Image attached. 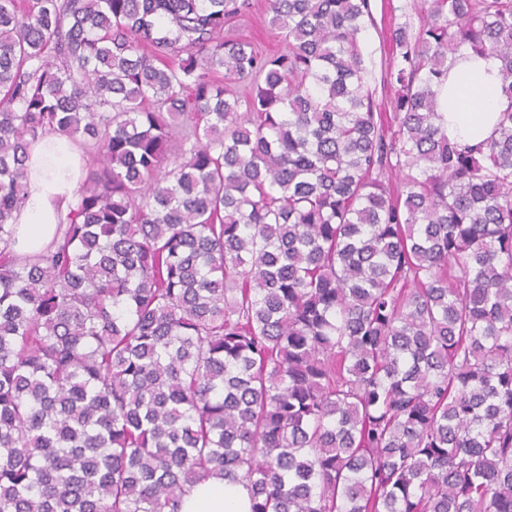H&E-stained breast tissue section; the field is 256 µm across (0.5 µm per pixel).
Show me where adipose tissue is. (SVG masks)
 <instances>
[{"instance_id": "obj_1", "label": "adipose tissue", "mask_w": 512, "mask_h": 512, "mask_svg": "<svg viewBox=\"0 0 512 512\" xmlns=\"http://www.w3.org/2000/svg\"><path fill=\"white\" fill-rule=\"evenodd\" d=\"M496 58L462 50L438 90L442 126L461 145L487 139L506 100ZM86 160L70 140L49 134L34 143L26 159L28 195L18 220L13 249L25 256L42 251L57 235L83 177ZM180 512H251L250 494L241 484L207 478L182 498Z\"/></svg>"}]
</instances>
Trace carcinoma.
<instances>
[{
	"label": "carcinoma",
	"instance_id": "cac0c4a2",
	"mask_svg": "<svg viewBox=\"0 0 512 512\" xmlns=\"http://www.w3.org/2000/svg\"><path fill=\"white\" fill-rule=\"evenodd\" d=\"M0 0V512H512V0ZM464 48L508 104L471 147L437 88ZM224 72L222 77L217 73ZM92 166L13 251L26 155ZM256 1L255 10L237 17L224 27V37L247 39L263 53L277 54L285 49V43L277 32L268 26L265 9L267 0ZM420 0H372L373 13L376 20V26H368L363 34V43L365 54L368 60L369 68L372 69L376 79L377 91L375 103L380 112H392L390 100L384 89L381 88L380 76L388 62L389 42L386 41V35L389 26L392 27L407 21L414 27L418 26L417 8ZM404 5L406 7L404 14L400 10L394 11L393 7ZM384 18V22L381 18ZM385 26V29H384ZM180 512H251L250 494L241 483L207 478L183 496Z\"/></svg>",
	"mask_w": 512,
	"mask_h": 512
}]
</instances>
